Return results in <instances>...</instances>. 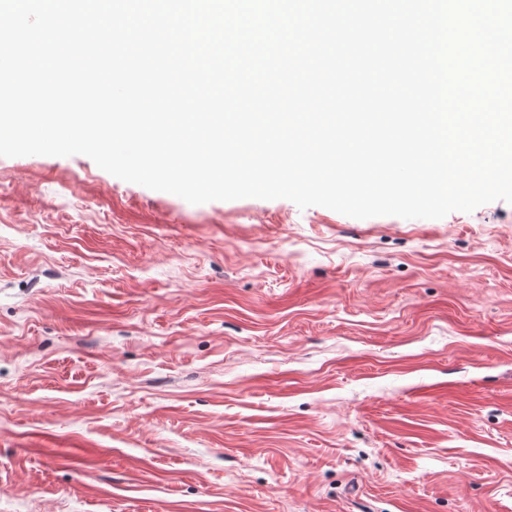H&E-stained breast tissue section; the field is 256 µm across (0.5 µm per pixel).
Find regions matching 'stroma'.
Masks as SVG:
<instances>
[{
  "mask_svg": "<svg viewBox=\"0 0 512 512\" xmlns=\"http://www.w3.org/2000/svg\"><path fill=\"white\" fill-rule=\"evenodd\" d=\"M512 512V204L193 205L0 157V512Z\"/></svg>",
  "mask_w": 512,
  "mask_h": 512,
  "instance_id": "stroma-1",
  "label": "stroma"
}]
</instances>
